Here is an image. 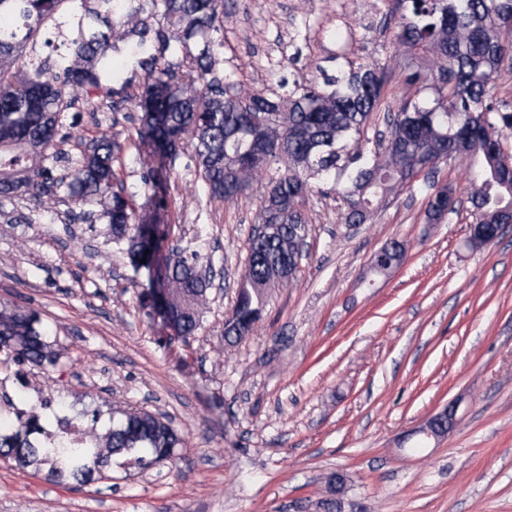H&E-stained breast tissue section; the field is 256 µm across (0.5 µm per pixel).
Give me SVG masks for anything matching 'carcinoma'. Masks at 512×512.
<instances>
[{
    "label": "carcinoma",
    "mask_w": 512,
    "mask_h": 512,
    "mask_svg": "<svg viewBox=\"0 0 512 512\" xmlns=\"http://www.w3.org/2000/svg\"><path fill=\"white\" fill-rule=\"evenodd\" d=\"M398 18L395 40L410 56L425 55L435 68L407 61L404 87L413 91L386 118L389 136L370 144L365 129L382 111L386 72L373 64L334 58L312 81L281 76L288 94L236 89L224 77V0H0V200L22 194L50 195L64 187L79 212L109 224L134 274L162 254V287L144 298L176 336L195 335L212 281L201 270L212 264L198 249L183 255L156 237L153 251L139 242L137 192L114 183V153L103 133L80 142L77 155L57 143L66 112L77 111L68 89L91 98L89 112L112 111V97L140 113V145L154 144L173 167L191 151L211 198L233 202L263 172L277 166L267 183L237 290L224 322V340L249 335L260 319L267 288L295 273L298 245L308 236L300 209L318 188L346 201L347 224L365 223L386 199L425 170L456 159L469 161L466 188L474 224H505L512 218V107L497 96L495 80L512 72V0H392ZM124 41L145 81L133 85L103 64ZM71 170V180L56 176ZM425 221L439 224L460 199L450 185H432ZM403 258L394 242L374 254L371 269L389 272ZM61 350L39 317L24 309L0 308V362L54 368ZM51 411L59 427L44 426ZM77 410L75 403L41 400L27 412L0 407V457L33 467L51 483L86 484L104 477L112 462L148 469L181 459L185 440L162 414L144 410Z\"/></svg>",
    "instance_id": "cac0c4a2"
}]
</instances>
